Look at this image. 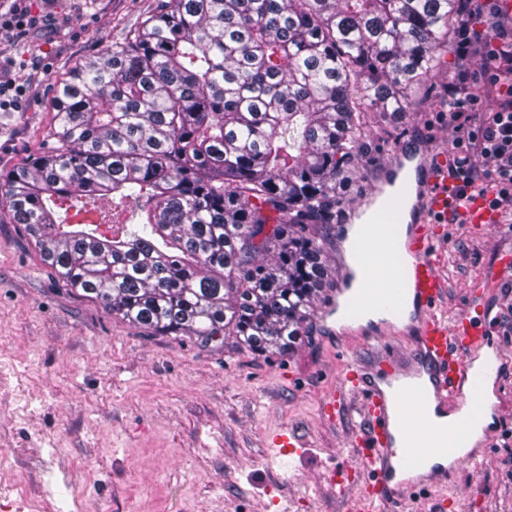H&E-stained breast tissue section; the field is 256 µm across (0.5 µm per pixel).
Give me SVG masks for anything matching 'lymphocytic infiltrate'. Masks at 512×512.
Returning a JSON list of instances; mask_svg holds the SVG:
<instances>
[{
    "label": "lymphocytic infiltrate",
    "mask_w": 512,
    "mask_h": 512,
    "mask_svg": "<svg viewBox=\"0 0 512 512\" xmlns=\"http://www.w3.org/2000/svg\"><path fill=\"white\" fill-rule=\"evenodd\" d=\"M457 60L445 95L446 109L459 136L448 162V175L461 193L480 197L488 208L512 223V19L494 0H461ZM495 31L487 39L477 30ZM483 68L476 77L475 68ZM496 100L481 124L471 125L470 108L485 98Z\"/></svg>",
    "instance_id": "lymphocytic-infiltrate-1"
}]
</instances>
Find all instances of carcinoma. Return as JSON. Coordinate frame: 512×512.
<instances>
[{
  "mask_svg": "<svg viewBox=\"0 0 512 512\" xmlns=\"http://www.w3.org/2000/svg\"><path fill=\"white\" fill-rule=\"evenodd\" d=\"M459 0H159L54 84V144L0 208L135 328L283 353L336 269L324 229L376 119L415 112Z\"/></svg>",
  "mask_w": 512,
  "mask_h": 512,
  "instance_id": "1",
  "label": "carcinoma"
}]
</instances>
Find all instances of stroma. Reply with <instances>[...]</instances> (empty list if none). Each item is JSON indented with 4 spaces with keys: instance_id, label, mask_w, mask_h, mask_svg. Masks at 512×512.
I'll use <instances>...</instances> for the list:
<instances>
[{
    "instance_id": "stroma-1",
    "label": "stroma",
    "mask_w": 512,
    "mask_h": 512,
    "mask_svg": "<svg viewBox=\"0 0 512 512\" xmlns=\"http://www.w3.org/2000/svg\"><path fill=\"white\" fill-rule=\"evenodd\" d=\"M158 0H25L36 24L0 48V74L26 88L20 110L0 112V173L48 146L52 85L65 69L123 40ZM413 140L451 154L456 132L437 110L382 117L345 185L346 204L327 231L336 255L340 224L378 171ZM439 272L442 312L468 308L486 290L490 329L503 353L496 385L503 409L486 431L487 452L441 486L407 493L380 512H512V224H445ZM378 324L312 319L308 336L267 359L236 347L204 346L130 326L66 286L42 263L18 225L0 212V478L18 486L0 512H341L332 470L355 464L357 402L337 422L320 405L352 359L373 354ZM293 429L307 446L279 455L272 435Z\"/></svg>"
}]
</instances>
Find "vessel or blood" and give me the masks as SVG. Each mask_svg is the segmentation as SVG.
<instances>
[{
	"mask_svg": "<svg viewBox=\"0 0 512 512\" xmlns=\"http://www.w3.org/2000/svg\"><path fill=\"white\" fill-rule=\"evenodd\" d=\"M361 204L375 208L372 225L353 240L350 259L341 261L323 315L341 310L355 319L371 310L385 328L407 322L415 348L407 355L377 344L369 361L349 364L338 394L321 404L332 420L344 396H358L366 422L356 438L360 462L345 469L338 483L344 512H378L379 505L400 501L410 491L445 482L449 466L476 462V453L457 455L456 443L435 418L466 406L468 389H482L484 378L499 374L502 360L489 330L483 289H470L469 308L455 319L438 312L447 294L438 272L439 225L454 214L469 224L496 221L482 200L462 203L456 181L448 176L447 156L425 142L398 148ZM386 231L400 238L410 262L383 267L375 262L374 244ZM357 264L365 276L356 289L350 276ZM272 443L289 456L303 452L302 441L289 429L275 433ZM357 483L362 491L354 497L348 489Z\"/></svg>",
	"mask_w": 512,
	"mask_h": 512,
	"instance_id": "vessel-or-blood-1",
	"label": "vessel or blood"
}]
</instances>
